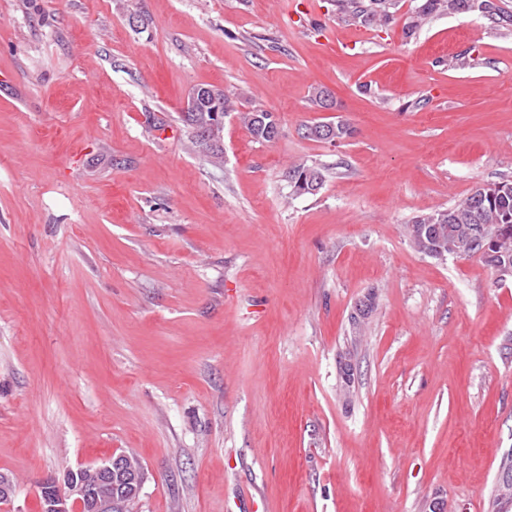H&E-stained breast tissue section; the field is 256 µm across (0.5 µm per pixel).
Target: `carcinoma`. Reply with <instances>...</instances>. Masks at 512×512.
Instances as JSON below:
<instances>
[{"instance_id":"1","label":"carcinoma","mask_w":512,"mask_h":512,"mask_svg":"<svg viewBox=\"0 0 512 512\" xmlns=\"http://www.w3.org/2000/svg\"><path fill=\"white\" fill-rule=\"evenodd\" d=\"M338 18L373 28L396 21L398 0H334ZM483 17L492 24L512 25V14L497 0H485ZM473 0H418L415 10L405 17L403 31L411 36L426 19L440 12L459 15L472 12ZM236 112L251 137L270 142L271 116L260 109L241 111L234 98L223 93L215 103L182 112V121L192 130L193 143L206 155L219 159L223 154L222 127L215 122L212 109ZM293 195L320 191L326 176L322 169L305 164L290 165L285 172ZM413 246L421 253L445 252L456 256H480L491 268L512 266V182L480 187L458 204L415 217L407 225Z\"/></svg>"}]
</instances>
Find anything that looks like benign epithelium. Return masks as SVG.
<instances>
[{"mask_svg":"<svg viewBox=\"0 0 512 512\" xmlns=\"http://www.w3.org/2000/svg\"><path fill=\"white\" fill-rule=\"evenodd\" d=\"M89 468L98 475L95 483L83 480L73 470L62 487L53 480L41 482L42 512H127L130 503L125 498L135 500L141 490L140 467L128 454L115 452Z\"/></svg>","mask_w":512,"mask_h":512,"instance_id":"benign-epithelium-1","label":"benign epithelium"}]
</instances>
